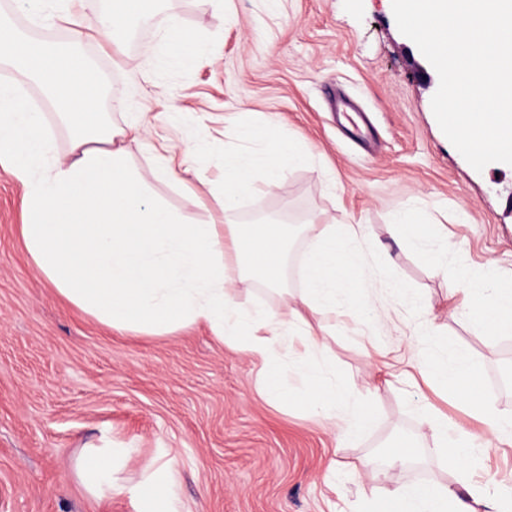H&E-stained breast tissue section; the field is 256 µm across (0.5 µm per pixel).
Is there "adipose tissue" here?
Listing matches in <instances>:
<instances>
[{
  "mask_svg": "<svg viewBox=\"0 0 512 512\" xmlns=\"http://www.w3.org/2000/svg\"><path fill=\"white\" fill-rule=\"evenodd\" d=\"M70 40L58 47L15 28L0 17V68L38 83L70 131L65 155L53 154V134L43 113L25 104L15 88L0 86V155L24 188L21 233L39 272L81 311L118 331H162L187 323H207L214 334L245 351L267 354L287 347L310 316L334 304L337 289L354 296L371 330L392 326L391 310L376 288L364 281L358 259L371 244L366 225L322 224L303 267L308 292L294 310V326H281L259 312L242 317L230 296L228 265L248 268L272 288L282 284L281 258L288 239L282 224H187L167 205L148 199L143 184L125 167V141L156 157L158 172L175 177L177 146L146 138L145 123L115 127L100 110V88L80 46L86 35L77 16L66 12ZM292 141L269 143L254 162L224 157V211L258 183H272L284 166L305 163ZM453 312L493 333L512 332V291L483 279L467 282ZM414 357L421 374L437 386L456 388L474 377L477 365L454 354L448 366L430 367L422 350ZM443 447V462L457 476V487L430 485L391 492L395 512H512V495L472 481L481 457L474 440L448 433L447 420L424 419ZM126 448L111 443L84 448L75 463L78 479L92 494L107 498L128 493L139 512H178L169 472L158 468L140 483L126 486L117 476Z\"/></svg>",
  "mask_w": 512,
  "mask_h": 512,
  "instance_id": "adipose-tissue-1",
  "label": "adipose tissue"
}]
</instances>
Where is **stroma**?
<instances>
[{
    "instance_id": "stroma-1",
    "label": "stroma",
    "mask_w": 512,
    "mask_h": 512,
    "mask_svg": "<svg viewBox=\"0 0 512 512\" xmlns=\"http://www.w3.org/2000/svg\"><path fill=\"white\" fill-rule=\"evenodd\" d=\"M103 13L102 0H82L78 9L84 49L98 64L102 112L118 127L151 120L156 143L176 134L190 169L181 182L158 178L151 155L129 144L127 166L151 196L185 222H208L221 215L225 154L256 157L273 138L298 142L308 164L239 197L231 222L365 224L382 249L364 253L360 265L381 283L399 329L371 335L357 317L329 312L310 319L320 352L297 339L266 357L202 323L113 330L37 270L20 231L24 188L0 165V512H138L128 494L97 499L75 475L82 449L106 432L113 447L136 449L121 472L126 484L168 465L180 512H364L386 492L455 483L421 422L431 409L483 446L475 479L512 488V440L493 439L460 399L466 393L512 412V334L482 331L453 315L449 301L460 272L512 274V165L475 170L444 135L431 107L439 81L417 75L428 61L399 31L392 0H161L118 50L97 34ZM0 14L40 37L69 38L54 13L0 0ZM174 27L196 47L190 65L163 59ZM147 68L154 84L142 92L136 78ZM1 83L38 104L54 128V152L65 154L68 132L41 87L0 69ZM245 125L261 128L264 139L242 140ZM414 210L429 233L448 239L444 270L421 247L392 238L394 224ZM310 247L302 230L278 291L230 268L236 309L291 323L307 288ZM429 325L431 365L461 352L479 367L460 392L427 384L408 363L404 329ZM268 362L280 369L288 400L261 391ZM387 364L392 385L371 388L370 375ZM311 375L347 383V407L369 405L371 424L357 439L342 442L330 414L312 407ZM395 444L413 459L391 468Z\"/></svg>"
}]
</instances>
